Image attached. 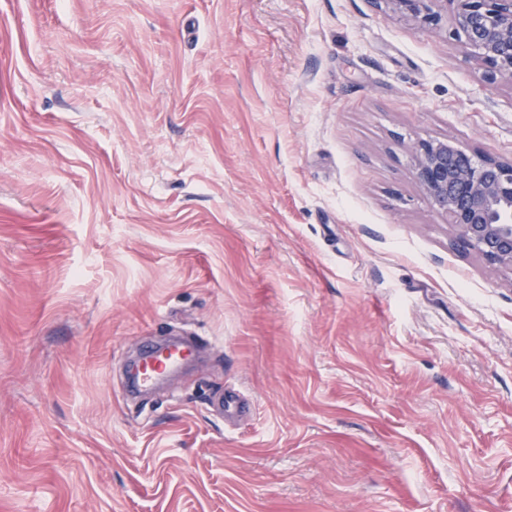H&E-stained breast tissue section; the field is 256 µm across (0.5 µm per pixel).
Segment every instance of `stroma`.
Masks as SVG:
<instances>
[{
  "label": "stroma",
  "mask_w": 512,
  "mask_h": 512,
  "mask_svg": "<svg viewBox=\"0 0 512 512\" xmlns=\"http://www.w3.org/2000/svg\"><path fill=\"white\" fill-rule=\"evenodd\" d=\"M430 138L512 158V84L373 0H0V512H512V272ZM177 349L176 345L162 344L144 347L140 363L133 375L134 390H153L162 377L177 370L181 361L188 359L192 354L188 348H180L179 352ZM166 351L169 353H165ZM214 410L224 417L225 423L228 424L246 413L249 405L237 390H226L223 398L214 403Z\"/></svg>",
  "instance_id": "35a3bbf8"
}]
</instances>
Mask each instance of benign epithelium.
I'll return each mask as SVG.
<instances>
[{"label":"benign epithelium","instance_id":"obj_1","mask_svg":"<svg viewBox=\"0 0 512 512\" xmlns=\"http://www.w3.org/2000/svg\"><path fill=\"white\" fill-rule=\"evenodd\" d=\"M373 2L425 29L453 21L484 66L485 78L512 83V0ZM411 152L422 191L454 227L458 244L512 271V159L475 157L448 139H421Z\"/></svg>","mask_w":512,"mask_h":512}]
</instances>
